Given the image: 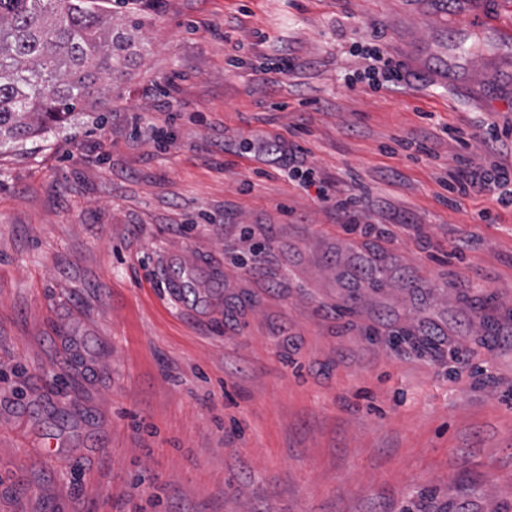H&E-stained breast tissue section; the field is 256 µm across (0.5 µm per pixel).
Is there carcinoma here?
I'll list each match as a JSON object with an SVG mask.
<instances>
[{
	"label": "carcinoma",
	"mask_w": 512,
	"mask_h": 512,
	"mask_svg": "<svg viewBox=\"0 0 512 512\" xmlns=\"http://www.w3.org/2000/svg\"><path fill=\"white\" fill-rule=\"evenodd\" d=\"M112 18L103 0H0V148L57 128L138 64L141 22Z\"/></svg>",
	"instance_id": "obj_1"
}]
</instances>
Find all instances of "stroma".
<instances>
[{
    "instance_id": "stroma-1",
    "label": "stroma",
    "mask_w": 512,
    "mask_h": 512,
    "mask_svg": "<svg viewBox=\"0 0 512 512\" xmlns=\"http://www.w3.org/2000/svg\"><path fill=\"white\" fill-rule=\"evenodd\" d=\"M132 8L109 102L0 150V512H512V210L442 202L512 167V0ZM372 39L406 82L348 85ZM295 156L292 158L291 155L288 154V179L296 182L299 186L309 187V186H317L316 195L317 199L321 202L327 201L330 199V186L324 185L321 181L317 182L312 175V171L310 169L303 170L301 166H297L293 163ZM508 185L510 188L505 189ZM495 190H500L495 198L498 205L512 209V169L495 162H490L488 166L475 164L472 159L466 158L457 172L448 175V192L453 196L444 203L458 206L462 198Z\"/></svg>"
}]
</instances>
